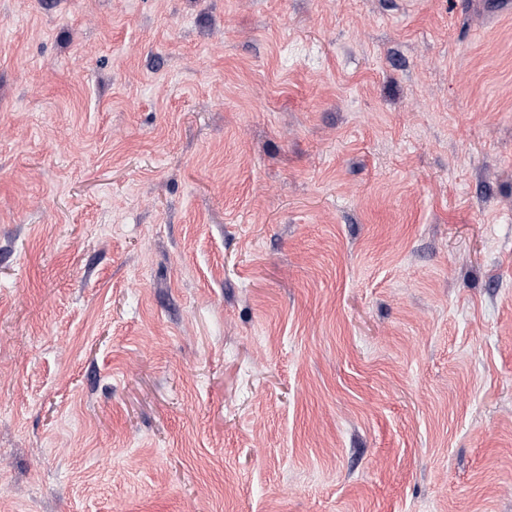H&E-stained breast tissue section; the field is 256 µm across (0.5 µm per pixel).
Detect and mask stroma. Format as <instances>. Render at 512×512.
I'll return each instance as SVG.
<instances>
[{
  "instance_id": "1",
  "label": "stroma",
  "mask_w": 512,
  "mask_h": 512,
  "mask_svg": "<svg viewBox=\"0 0 512 512\" xmlns=\"http://www.w3.org/2000/svg\"><path fill=\"white\" fill-rule=\"evenodd\" d=\"M0 512H512V0H0Z\"/></svg>"
}]
</instances>
